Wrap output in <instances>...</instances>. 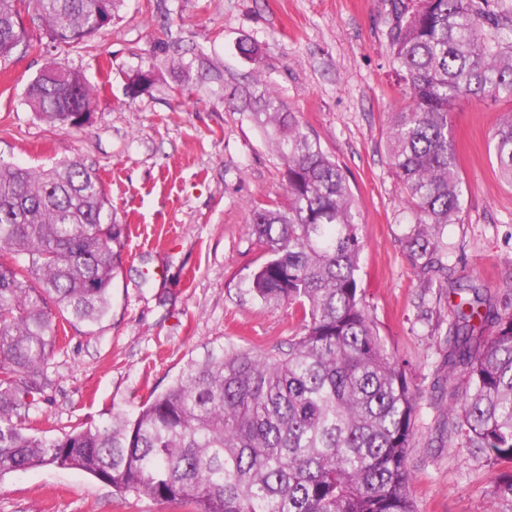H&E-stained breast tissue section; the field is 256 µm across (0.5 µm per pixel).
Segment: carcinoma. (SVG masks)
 Wrapping results in <instances>:
<instances>
[{"label":"carcinoma","mask_w":512,"mask_h":512,"mask_svg":"<svg viewBox=\"0 0 512 512\" xmlns=\"http://www.w3.org/2000/svg\"><path fill=\"white\" fill-rule=\"evenodd\" d=\"M119 0H0V59L21 45L22 14L59 44L82 43L112 21ZM387 36L410 103L392 113L390 164L415 228L409 245L435 249L462 220L451 144L460 99L512 102V0H390ZM150 68L127 87L134 99ZM95 89L59 64L29 84L50 123L79 127ZM284 161L288 206L254 209L248 229L265 259L251 276L263 304L294 305L288 351L209 353L189 361L132 415L114 414L47 438L27 425L52 386L49 360L65 326L101 322L126 227L102 181L79 161L31 170L0 160V477L39 467L79 469L121 495L186 512H414L408 451L418 391L388 353L359 286L361 240L343 169L261 78L225 91ZM499 177L512 186V111L492 138ZM471 296L448 338V436L504 468L495 494L512 502V302L453 278Z\"/></svg>","instance_id":"carcinoma-1"}]
</instances>
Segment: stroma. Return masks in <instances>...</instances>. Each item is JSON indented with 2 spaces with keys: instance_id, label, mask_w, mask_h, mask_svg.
<instances>
[{
  "instance_id": "obj_1",
  "label": "stroma",
  "mask_w": 512,
  "mask_h": 512,
  "mask_svg": "<svg viewBox=\"0 0 512 512\" xmlns=\"http://www.w3.org/2000/svg\"><path fill=\"white\" fill-rule=\"evenodd\" d=\"M388 0H122L111 22L79 44L50 42L42 27L0 60V159L38 170L69 160L91 167L128 225L112 281V310L68 328L50 361L54 386L31 410L46 436L133 414L208 349L287 350L299 331L294 308H271L250 291L264 251L248 230L256 208H285L284 163L225 87L261 74L345 171L360 213L359 284L387 349L417 385L409 496L415 512H512L498 499L499 467L462 439L442 438L448 405V330L457 296L445 267L493 294L512 276V186L497 173L492 133L508 103L452 107V145L464 190L461 223L436 250L407 238L412 216L390 165V115L409 91L394 72ZM249 41L260 59L240 55ZM192 69L178 97V59ZM59 64L95 87L84 126L40 119L28 84ZM154 68L136 99L127 85ZM0 512H179L149 497L122 498L78 469L41 467L0 478Z\"/></svg>"
}]
</instances>
